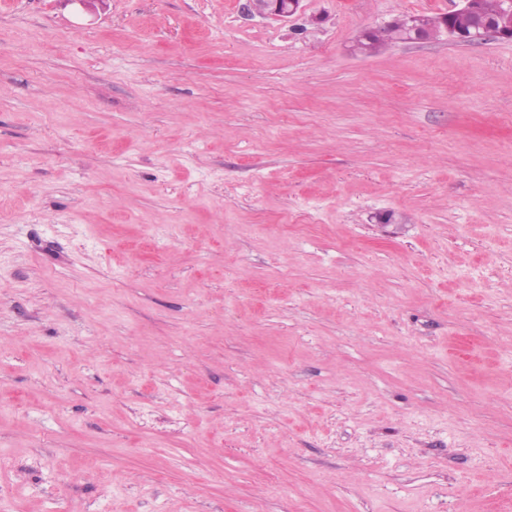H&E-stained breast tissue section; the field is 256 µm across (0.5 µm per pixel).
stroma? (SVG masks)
I'll return each mask as SVG.
<instances>
[{
  "instance_id": "stroma-1",
  "label": "stroma",
  "mask_w": 512,
  "mask_h": 512,
  "mask_svg": "<svg viewBox=\"0 0 512 512\" xmlns=\"http://www.w3.org/2000/svg\"><path fill=\"white\" fill-rule=\"evenodd\" d=\"M454 0H0V512H512V42ZM304 0H247L252 15L290 18L302 10ZM458 5L454 10L448 11L442 17L422 15L408 16L410 21L409 30L407 22L396 23L382 27L375 32H369L367 38L371 43H381L384 39L394 41H404L411 36L412 41H427L440 39L441 37L450 38L458 42H473L477 40L494 39L502 41H512V0H501L500 16L493 22H481L479 30L474 33L461 32L455 28L448 27V18H453L460 14H477L480 11L485 18L493 19L499 13L500 0H458ZM423 24L429 29L425 28ZM438 35L432 33L442 28Z\"/></svg>"
}]
</instances>
